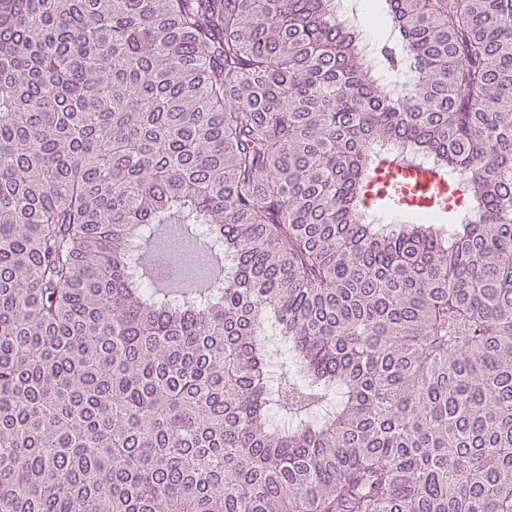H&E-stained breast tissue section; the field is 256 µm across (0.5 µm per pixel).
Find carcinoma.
Masks as SVG:
<instances>
[{"label": "carcinoma", "mask_w": 512, "mask_h": 512, "mask_svg": "<svg viewBox=\"0 0 512 512\" xmlns=\"http://www.w3.org/2000/svg\"><path fill=\"white\" fill-rule=\"evenodd\" d=\"M381 2L0 0V512H512V0ZM370 198L380 192L381 199L407 205L417 210L432 208L448 201V177L431 166L397 165L381 162L372 178Z\"/></svg>", "instance_id": "carcinoma-1"}]
</instances>
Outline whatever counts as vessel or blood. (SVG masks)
I'll list each match as a JSON object with an SVG mask.
<instances>
[{"label":"vessel or blood","instance_id":"1","mask_svg":"<svg viewBox=\"0 0 512 512\" xmlns=\"http://www.w3.org/2000/svg\"><path fill=\"white\" fill-rule=\"evenodd\" d=\"M381 198L417 210L432 208L448 199V178L430 166L381 162L372 178Z\"/></svg>","mask_w":512,"mask_h":512}]
</instances>
